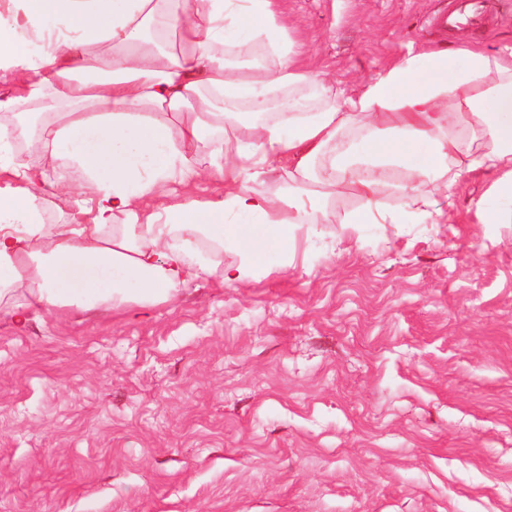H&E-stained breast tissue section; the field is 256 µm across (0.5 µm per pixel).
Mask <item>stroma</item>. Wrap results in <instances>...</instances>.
<instances>
[{
  "label": "stroma",
  "instance_id": "1",
  "mask_svg": "<svg viewBox=\"0 0 512 512\" xmlns=\"http://www.w3.org/2000/svg\"><path fill=\"white\" fill-rule=\"evenodd\" d=\"M448 0H276L293 48L359 89L407 50L512 45L439 32ZM47 218L73 199L37 155ZM454 189L449 224H363L336 196L288 270L166 302L0 311V512H512V223Z\"/></svg>",
  "mask_w": 512,
  "mask_h": 512
}]
</instances>
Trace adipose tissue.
Instances as JSON below:
<instances>
[{
    "label": "adipose tissue",
    "mask_w": 512,
    "mask_h": 512,
    "mask_svg": "<svg viewBox=\"0 0 512 512\" xmlns=\"http://www.w3.org/2000/svg\"><path fill=\"white\" fill-rule=\"evenodd\" d=\"M0 10V311L170 300L221 270L232 286L287 269L307 224H330L352 186L362 224H444L464 176L495 180L482 224L512 223V47L407 52L354 93L294 58L274 0H15ZM179 36L159 51L150 30ZM264 49L271 61H250ZM286 95L292 109L257 105ZM247 142L225 148L229 131ZM224 184L190 190L198 153ZM36 154L74 197L44 217ZM281 169L288 188L256 192ZM434 184L421 188V178ZM237 263L219 268L225 248Z\"/></svg>",
    "instance_id": "adipose-tissue-1"
}]
</instances>
